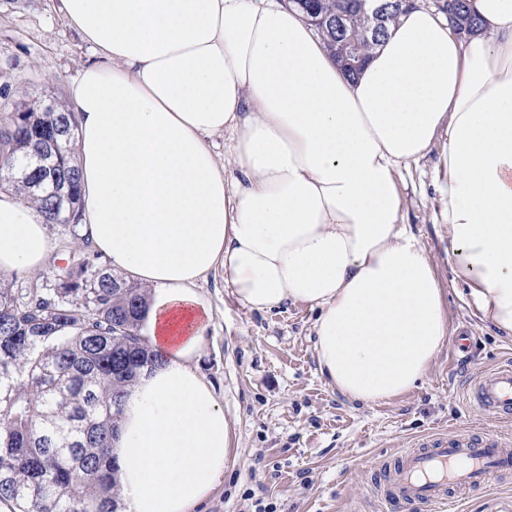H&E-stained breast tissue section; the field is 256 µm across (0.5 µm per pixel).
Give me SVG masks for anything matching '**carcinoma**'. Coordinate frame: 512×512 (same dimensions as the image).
I'll list each match as a JSON object with an SVG mask.
<instances>
[{"label": "carcinoma", "instance_id": "cac0c4a2", "mask_svg": "<svg viewBox=\"0 0 512 512\" xmlns=\"http://www.w3.org/2000/svg\"><path fill=\"white\" fill-rule=\"evenodd\" d=\"M314 20L331 54L358 63L383 41L359 0H290ZM74 113L43 102L0 116V189L47 221H74L80 203L76 136L43 148ZM90 243L70 248L55 286L0 278V501L15 512H122L111 454L128 389L159 359L140 333L146 289L117 274Z\"/></svg>", "mask_w": 512, "mask_h": 512}]
</instances>
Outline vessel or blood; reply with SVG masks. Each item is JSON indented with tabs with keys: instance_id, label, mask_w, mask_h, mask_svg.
Masks as SVG:
<instances>
[{
	"instance_id": "1",
	"label": "vessel or blood",
	"mask_w": 512,
	"mask_h": 512,
	"mask_svg": "<svg viewBox=\"0 0 512 512\" xmlns=\"http://www.w3.org/2000/svg\"><path fill=\"white\" fill-rule=\"evenodd\" d=\"M464 399L467 407L494 421L512 418V361L489 369L477 384L466 388ZM511 468V437L457 427L402 449L396 467L375 492L388 503L425 504L447 512L450 489L485 485L494 472Z\"/></svg>"
}]
</instances>
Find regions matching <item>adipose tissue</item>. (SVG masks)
<instances>
[{
  "mask_svg": "<svg viewBox=\"0 0 512 512\" xmlns=\"http://www.w3.org/2000/svg\"><path fill=\"white\" fill-rule=\"evenodd\" d=\"M60 3L96 54L70 89L82 230L147 288L140 329L164 359L112 450L126 512H198L232 453L197 370L214 273L245 308L317 310L318 369L346 397L423 381L447 316L396 172L431 148L454 277L512 335V0H472L480 26L461 35L414 5L352 78L280 0ZM224 134L227 162L208 143ZM54 250L41 211L0 191V274Z\"/></svg>",
  "mask_w": 512,
  "mask_h": 512,
  "instance_id": "ef3b65f1",
  "label": "adipose tissue"
}]
</instances>
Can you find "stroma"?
<instances>
[{
    "instance_id": "obj_1",
    "label": "stroma",
    "mask_w": 512,
    "mask_h": 512,
    "mask_svg": "<svg viewBox=\"0 0 512 512\" xmlns=\"http://www.w3.org/2000/svg\"><path fill=\"white\" fill-rule=\"evenodd\" d=\"M57 0H0V85L11 103L48 97L68 105L69 88L93 60L89 44L56 9ZM438 153L401 168L403 221L431 257L443 288L448 335L424 381L388 402L362 404L333 389L318 370L316 310L297 303L261 313L240 306L223 278L201 292L213 321L200 370L211 382L234 434L232 456L202 512H388L372 491L382 463L419 437L456 426L495 427L512 435V421L490 423L466 408L462 392L481 374L512 358V338L480 321L464 285L448 264V233L437 190ZM56 244L48 270L10 277L15 288L53 285L52 268L66 264L72 229L53 224ZM468 333L467 353L455 339ZM512 498V471L487 487L464 491L456 512H499Z\"/></svg>"
}]
</instances>
